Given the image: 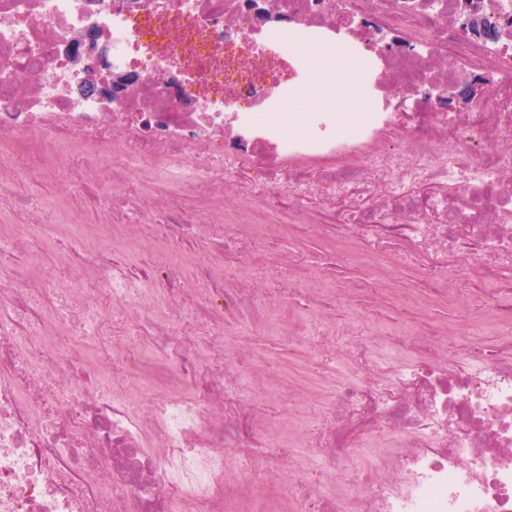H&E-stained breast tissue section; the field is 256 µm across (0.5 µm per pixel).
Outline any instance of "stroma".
<instances>
[{
  "label": "stroma",
  "instance_id": "1",
  "mask_svg": "<svg viewBox=\"0 0 512 512\" xmlns=\"http://www.w3.org/2000/svg\"><path fill=\"white\" fill-rule=\"evenodd\" d=\"M14 191L25 196L39 224L16 260L30 269L28 286L36 314L54 316L84 273L86 255L73 246L67 258L59 257L54 246L58 212L53 202L63 199L69 213L86 224L103 223L105 210L85 196H63L58 185L25 175L15 180ZM161 191V186H153L151 194L137 201L141 227L118 233L130 242L136 260L151 276L150 311L141 318L123 315L104 325L92 351L100 391L109 394L125 386L130 360L158 355L155 338L161 327L183 332L201 346L221 335L224 351L242 353L248 365L232 385L231 396L256 404L260 429L296 441L291 463L310 478H317L324 464L316 447L325 424L322 392L335 385L340 369L347 365L341 350L332 359L323 358L318 345L322 333L347 325L369 337L379 323L396 319L424 333L447 328L448 351L453 354L473 331L480 311L491 303L480 273L460 272L456 261L448 263V285L464 289L465 294L452 305L435 293L429 277L412 262L395 254L365 251L355 241L354 230L343 222L344 201L332 208L315 197L303 201L293 213L291 231L285 232L278 228L283 208L271 200L267 203L270 229L251 239L228 245L200 228L165 244L163 218L153 201ZM321 224L326 232H318ZM163 245L180 263L199 306L223 294L229 280L253 289L252 299L225 322L204 328L186 321L183 309L191 299L187 288L169 287L159 275ZM259 314L274 318L277 329L297 331L296 340L289 344L270 339L266 330L254 326ZM77 333L74 324L54 316L46 335L57 339Z\"/></svg>",
  "mask_w": 512,
  "mask_h": 512
}]
</instances>
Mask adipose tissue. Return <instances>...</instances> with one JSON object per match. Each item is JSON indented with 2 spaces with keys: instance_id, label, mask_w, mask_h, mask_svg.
<instances>
[{
  "instance_id": "obj_1",
  "label": "adipose tissue",
  "mask_w": 512,
  "mask_h": 512,
  "mask_svg": "<svg viewBox=\"0 0 512 512\" xmlns=\"http://www.w3.org/2000/svg\"><path fill=\"white\" fill-rule=\"evenodd\" d=\"M297 64L299 95L288 109L292 112H336L341 125L371 111L365 66L355 56L329 54L315 42L299 43L292 51Z\"/></svg>"
}]
</instances>
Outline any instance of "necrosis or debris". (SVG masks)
<instances>
[{
  "label": "necrosis or debris",
  "instance_id": "4bbe7bcc",
  "mask_svg": "<svg viewBox=\"0 0 512 512\" xmlns=\"http://www.w3.org/2000/svg\"><path fill=\"white\" fill-rule=\"evenodd\" d=\"M297 25L264 30L255 46L254 15L226 11L224 0H0V198L9 175L44 173L68 192L101 191L108 228L137 221L132 202L158 182L189 193L206 219L224 211L216 185L234 183L302 200L334 204L346 193L369 199L349 210L361 246L386 254L401 248L424 272L448 273L449 257L489 273L512 264V0H472L497 36L463 30L457 16L427 0H268ZM352 16L367 25L353 36ZM95 31L110 49L113 71L138 77L121 111L110 98L70 80L65 48ZM402 43L378 53L371 39ZM340 46L362 57L376 105L358 127L336 130L324 112L275 111L283 92L271 68L293 39ZM196 82L185 89L193 109L168 97L176 63ZM493 77L473 112H439L417 95L415 79L442 88L463 75ZM74 151L87 170L73 176L44 169L45 158ZM117 153L118 163L97 161ZM90 286L78 289L87 320L100 310L94 292L127 314L148 307L132 281L131 253L112 248L91 258ZM0 290V512H231L227 490L249 489L234 457L261 447L251 405L235 406L224 375L177 395L199 351L167 337L165 360L140 363L151 382V409L134 404L142 389L102 398L84 364L74 381L72 356H49L28 316L23 267ZM352 354L325 401L330 428L320 446L319 482L284 471L264 457L263 471L294 486L302 512H512V337L493 344L472 337L444 363L446 333L415 345L413 362L382 374L368 358L370 341L342 328L322 348ZM394 456L350 469L359 448Z\"/></svg>",
  "mask_w": 512,
  "mask_h": 512
}]
</instances>
